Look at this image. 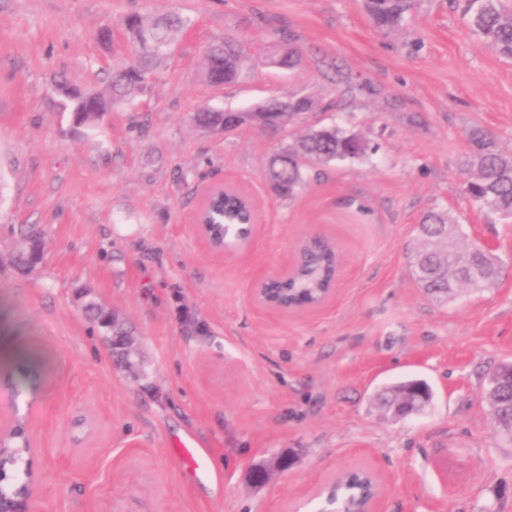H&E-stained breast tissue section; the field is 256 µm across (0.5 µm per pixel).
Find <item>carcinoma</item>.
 <instances>
[{
	"label": "carcinoma",
	"mask_w": 512,
	"mask_h": 512,
	"mask_svg": "<svg viewBox=\"0 0 512 512\" xmlns=\"http://www.w3.org/2000/svg\"><path fill=\"white\" fill-rule=\"evenodd\" d=\"M414 0H364L366 12L374 24L382 29L399 26L412 9ZM473 31L500 55L512 59V0H465ZM126 25L134 41L150 35L162 45L170 46L177 35L190 27L191 22L179 17L164 16L145 19L129 15ZM170 51L155 49L137 53L134 64L124 65L112 72L108 84L90 93V101L73 100L71 120L78 128L92 130L97 119L94 111L102 112L116 105L131 102L141 95L153 75L154 66ZM246 52L237 39L225 38L210 44L204 56V72L214 86H229L239 82L245 73ZM315 108L311 94L298 99L289 112L260 113L196 112L195 122L222 124L232 130L243 125L284 126L290 120ZM369 146L357 135L337 125L311 128L294 143L283 147L272 159L269 177L273 190L281 197L293 198L306 186L307 162L316 159L325 163L353 161L367 155ZM462 167L468 180L465 192L481 208L504 218H512V154L498 149L488 136L477 130L470 137V149ZM249 214L238 196H224V205L211 214V223L224 226V237L231 240L248 229ZM463 235L461 225L448 212L430 210L419 221L421 244L411 252V268L417 284L428 294L439 299L454 298L457 289H475L473 276L484 278L481 289L495 287L501 274L498 257L479 244L461 248L457 237ZM338 261L335 243L321 236L302 245L300 260L287 283L278 286L272 299L288 307L295 304H315L326 293L333 279ZM505 386L487 391V398L498 404L497 417L508 425L512 423V369L500 366ZM414 401L431 400V389L422 380H409L384 387L377 395L381 402L395 407L405 398ZM366 488L359 479L338 481L330 491L321 494L323 509L339 512H359Z\"/></svg>",
	"instance_id": "carcinoma-1"
}]
</instances>
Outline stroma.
I'll return each mask as SVG.
<instances>
[{
    "label": "stroma",
    "mask_w": 512,
    "mask_h": 512,
    "mask_svg": "<svg viewBox=\"0 0 512 512\" xmlns=\"http://www.w3.org/2000/svg\"><path fill=\"white\" fill-rule=\"evenodd\" d=\"M463 6L415 0L386 30L363 0H0V374L20 389L21 365L49 380L18 402L36 477L27 512H316L321 490L363 464L383 477L381 512H512V443L484 397L512 362V220L474 205L461 169L474 129L512 153V59ZM171 12L191 26L146 91L74 132L56 83L103 87L132 57L124 17ZM226 37L245 40L250 61L220 89L203 57ZM288 45L301 66L269 67ZM295 92L317 106L277 130L191 120L203 105L247 111ZM330 124L373 151L311 164L296 197L278 196L270 158ZM211 183L253 200L248 248L218 255L195 232ZM433 208L457 219L461 245H495V288L444 302L417 285L410 252ZM24 226L45 242L31 274L12 264ZM310 234L337 246L334 293L263 311L258 275ZM90 299L130 332L138 370L116 364L83 312ZM407 378L430 384V405L383 415L375 393ZM185 439L208 450L218 481L186 471ZM281 454L288 471L258 481Z\"/></svg>",
    "instance_id": "1"
}]
</instances>
